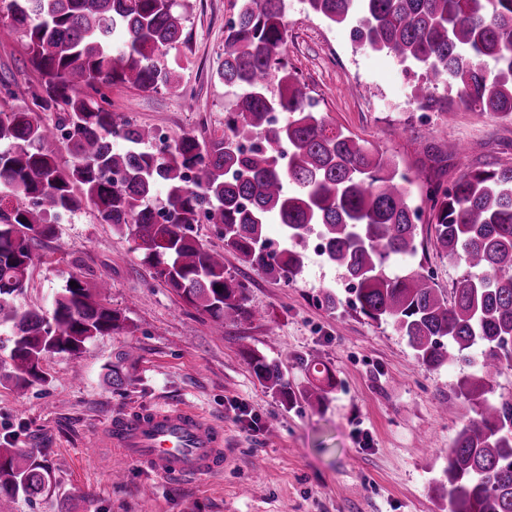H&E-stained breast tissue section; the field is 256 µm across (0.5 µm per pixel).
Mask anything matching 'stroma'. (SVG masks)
<instances>
[{
	"mask_svg": "<svg viewBox=\"0 0 512 512\" xmlns=\"http://www.w3.org/2000/svg\"><path fill=\"white\" fill-rule=\"evenodd\" d=\"M191 4L189 48L169 50L162 61L176 65L200 109L164 91H106L111 110L171 139L221 128L233 104L219 72L234 0ZM286 17L289 67L317 111L394 156L415 178V200L424 199L428 182L449 185L468 171L512 164V123L466 110L417 111L410 103L416 76L396 59L354 51L347 28L307 13L302 0H289ZM0 76L13 82L10 108L26 109V88L38 75L22 40L0 41ZM443 140L461 152L435 156ZM193 233L223 250L225 268L245 280L262 318L217 327L151 277L127 229L99 223L87 205L62 216L37 250L20 305L45 308L79 271L108 281L107 301L125 323L78 356H47V382L0 385V440L37 450L51 471L41 495L2 498L0 512H448L440 486L448 447L474 416L454 392L466 367L425 369L392 326L344 304L328 308L324 295L344 276L313 245L302 250L301 275L286 283L226 248L214 225H195ZM418 240V262L438 287L451 289L461 270L435 248L428 223ZM252 350L281 362L292 389L314 386L308 360L327 366L336 387L320 401L283 404L255 378ZM129 351L127 381L112 386L105 367ZM158 402L193 405L223 424L222 477L162 478L98 447L113 418Z\"/></svg>",
	"mask_w": 512,
	"mask_h": 512,
	"instance_id": "1",
	"label": "stroma"
}]
</instances>
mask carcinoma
Returning a JSON list of instances; mask_svg holds the SVG:
<instances>
[{
    "instance_id": "obj_1",
    "label": "carcinoma",
    "mask_w": 512,
    "mask_h": 512,
    "mask_svg": "<svg viewBox=\"0 0 512 512\" xmlns=\"http://www.w3.org/2000/svg\"><path fill=\"white\" fill-rule=\"evenodd\" d=\"M308 12L349 28L356 48L385 52L425 73L417 109H456L512 123V0H303ZM189 0H0V38L26 42L38 83L32 108L0 112V328L11 330L15 387L47 379L49 355H79L96 336L119 329L120 312L102 299L108 283L71 277L45 311L15 304L38 243L55 222L86 203L101 224L131 229L153 278L197 313L222 325L256 317L247 287L224 269V253L192 235L201 222L224 246L286 283L302 272L297 247L320 241L325 259L355 284L346 303L390 324L428 369H476L456 394L476 417L448 451V512H512V395L496 380L512 370V165L472 170L451 186L427 183L435 245L459 264L450 291L423 266L389 271L394 256L418 252L423 207L399 163L333 127L314 111L308 86L284 61V0H241L224 30V87L235 106L220 131L185 133L152 148L154 129L106 108L104 89L166 91L192 108L168 48L189 46ZM38 112H55L49 125ZM286 115L273 125L268 114ZM121 140L125 149H113ZM73 161L59 162V146ZM163 189L165 199L155 194ZM287 246L269 250L266 225ZM221 290H215V287ZM256 378L291 397L276 362L249 353ZM50 473L37 453L0 448V497H34Z\"/></svg>"
}]
</instances>
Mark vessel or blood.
I'll return each mask as SVG.
<instances>
[{
    "label": "vessel or blood",
    "mask_w": 512,
    "mask_h": 512,
    "mask_svg": "<svg viewBox=\"0 0 512 512\" xmlns=\"http://www.w3.org/2000/svg\"><path fill=\"white\" fill-rule=\"evenodd\" d=\"M124 458L181 480L224 473V428L189 408L146 407L114 420L106 437Z\"/></svg>",
    "instance_id": "b4317fda"
}]
</instances>
